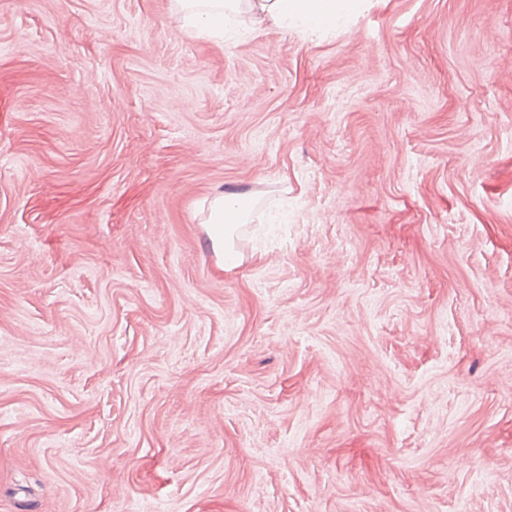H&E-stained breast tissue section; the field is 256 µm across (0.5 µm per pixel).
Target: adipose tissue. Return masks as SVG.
<instances>
[{
	"mask_svg": "<svg viewBox=\"0 0 512 512\" xmlns=\"http://www.w3.org/2000/svg\"><path fill=\"white\" fill-rule=\"evenodd\" d=\"M185 27L224 40L236 26L260 30L329 27L336 22L339 0H176ZM248 216L247 200L237 194L217 195L208 202L206 224L222 268L238 266L233 236Z\"/></svg>",
	"mask_w": 512,
	"mask_h": 512,
	"instance_id": "1",
	"label": "adipose tissue"
}]
</instances>
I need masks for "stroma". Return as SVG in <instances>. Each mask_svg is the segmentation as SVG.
Wrapping results in <instances>:
<instances>
[{
    "label": "stroma",
    "mask_w": 512,
    "mask_h": 512,
    "mask_svg": "<svg viewBox=\"0 0 512 512\" xmlns=\"http://www.w3.org/2000/svg\"><path fill=\"white\" fill-rule=\"evenodd\" d=\"M511 136L512 0H0V512H512ZM185 27L224 41L236 26L299 29L336 23L338 0H176ZM248 202L237 194L217 195L208 202L206 216L207 230L213 249L219 258V266L224 269L240 264L234 252L233 236L236 224L243 223L248 216Z\"/></svg>",
    "instance_id": "1"
}]
</instances>
